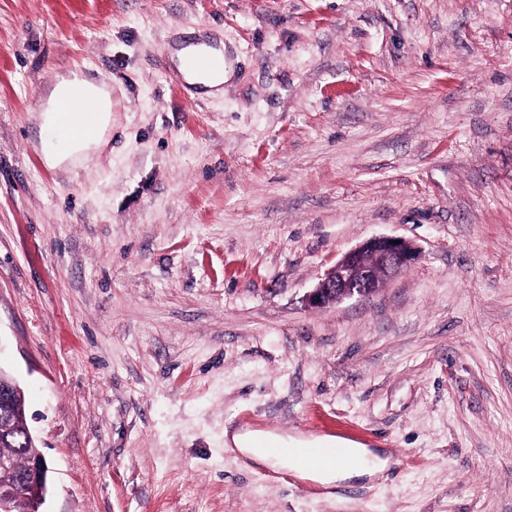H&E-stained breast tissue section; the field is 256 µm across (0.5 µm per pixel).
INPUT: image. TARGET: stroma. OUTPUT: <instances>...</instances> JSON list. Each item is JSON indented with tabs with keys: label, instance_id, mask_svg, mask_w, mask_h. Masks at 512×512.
Here are the masks:
<instances>
[{
	"label": "stroma",
	"instance_id": "1",
	"mask_svg": "<svg viewBox=\"0 0 512 512\" xmlns=\"http://www.w3.org/2000/svg\"><path fill=\"white\" fill-rule=\"evenodd\" d=\"M71 70L112 88L88 170L37 150ZM378 236L418 260L308 307ZM0 368L44 512H512V0H0ZM230 425L391 465L328 494ZM209 52L215 54H211ZM216 54L223 55L219 48H215L206 44H190L175 51L174 55L176 63H178L181 72H183V69L185 72L189 73H206L224 66V58H221ZM183 74L190 83L202 86V88L199 89L206 91L207 94H212L215 90L217 91L218 87L224 83L225 76L224 69L215 76H198L184 72Z\"/></svg>",
	"mask_w": 512,
	"mask_h": 512
}]
</instances>
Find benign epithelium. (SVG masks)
<instances>
[{"label": "benign epithelium", "instance_id": "benign-epithelium-1", "mask_svg": "<svg viewBox=\"0 0 512 512\" xmlns=\"http://www.w3.org/2000/svg\"><path fill=\"white\" fill-rule=\"evenodd\" d=\"M420 255L412 242L399 237H374L344 254L308 295V305L324 308L344 299L363 297L378 284L409 267ZM33 483L39 494L30 512H42L47 492V469L42 453L32 455L14 484L0 483V512H13L20 486Z\"/></svg>", "mask_w": 512, "mask_h": 512}]
</instances>
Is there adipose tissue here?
<instances>
[{"label":"adipose tissue","instance_id":"1","mask_svg":"<svg viewBox=\"0 0 512 512\" xmlns=\"http://www.w3.org/2000/svg\"><path fill=\"white\" fill-rule=\"evenodd\" d=\"M67 98L73 103L75 122H82L84 106H92L95 132L92 136L74 138L66 142L58 140L56 106L60 99ZM41 130L40 151L44 163L52 169L62 167H85L90 165L108 143V132L112 128V93L105 85L70 72L58 76L45 91L36 113ZM258 434L254 431H238L228 435L226 442L251 462L288 469L301 478L330 488L350 480L378 479L388 470L390 461L382 453L352 443L348 446L350 463L320 468L302 466L296 458L288 456L271 457L265 449L255 447Z\"/></svg>","mask_w":512,"mask_h":512}]
</instances>
